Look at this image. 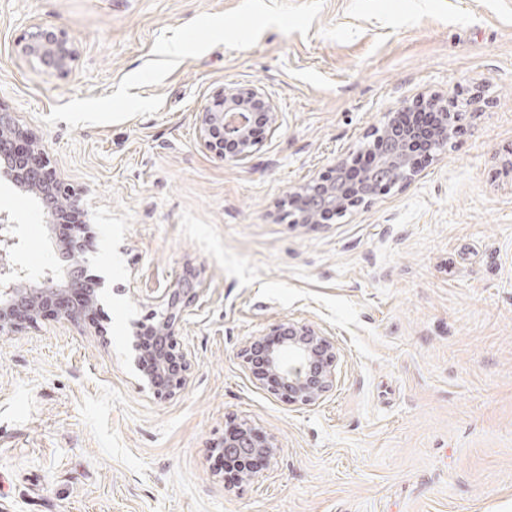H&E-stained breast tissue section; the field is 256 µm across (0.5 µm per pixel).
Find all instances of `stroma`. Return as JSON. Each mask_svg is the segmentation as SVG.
Masks as SVG:
<instances>
[{
  "mask_svg": "<svg viewBox=\"0 0 512 512\" xmlns=\"http://www.w3.org/2000/svg\"><path fill=\"white\" fill-rule=\"evenodd\" d=\"M79 52L25 62L31 25ZM260 87L256 153L206 150L199 114ZM465 113L408 183L324 224L289 195L416 99ZM0 107L81 191L89 273L124 294L0 333V512H512V0H0ZM24 268L61 261L33 195L0 184ZM196 282L172 397L124 355L166 289ZM307 323L336 342L311 405L256 384L245 343ZM277 441L249 484L228 427ZM21 41L22 58L36 63L43 71L68 75L78 60V49L65 32L51 26L35 24Z\"/></svg>",
  "mask_w": 512,
  "mask_h": 512,
  "instance_id": "35a3bbf8",
  "label": "stroma"
}]
</instances>
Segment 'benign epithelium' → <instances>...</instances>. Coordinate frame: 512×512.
<instances>
[{"instance_id":"obj_1","label":"benign epithelium","mask_w":512,"mask_h":512,"mask_svg":"<svg viewBox=\"0 0 512 512\" xmlns=\"http://www.w3.org/2000/svg\"><path fill=\"white\" fill-rule=\"evenodd\" d=\"M22 58L39 65L43 71L59 76L69 74L78 60V49L65 32L51 26L35 24L21 41ZM265 128L275 132L279 115L270 100L258 88H224L223 98L214 107L200 112V140L215 153L234 159H245L257 150L253 126L257 117ZM438 122L427 145L428 152L439 151L448 145L450 128L461 122L459 112L442 106ZM374 143L383 144L369 172L361 177L355 188L346 177L348 159L341 158L333 166L328 182L313 179L291 194L304 201L299 224H317L319 215L343 212L366 203L376 192L390 188L396 181H408L417 172L416 162L409 150L412 133L400 129L393 120L374 130ZM0 179L37 190L36 197L51 230H58L60 215L68 208L79 206L78 192L57 176L56 171L41 160L37 137L16 124L11 112L0 107ZM56 197L70 201V207L53 206L48 199ZM16 218L0 210V332H16L36 321L47 310L64 319H75L87 310L99 306V290L104 287L101 277L89 279L81 261L76 259L63 266L58 278L48 276L36 282L27 281V272L15 262L19 244ZM84 225L71 224L66 242L60 249L84 253L88 236ZM195 284L182 281L167 292L166 307L154 323L153 339L144 336L140 325H131L127 337L130 369L139 385L158 396H172L187 385L192 371L188 353L180 350L174 327L188 304L195 298ZM264 353V369L257 371L253 360L257 352ZM244 362L253 378L273 395H281L291 403L310 405L321 399L336 381V343L323 331L300 323L277 325L269 333L250 341L243 350ZM275 447L273 437L245 423L237 425L234 435L224 438L218 453L226 458L242 456L268 459Z\"/></svg>"}]
</instances>
